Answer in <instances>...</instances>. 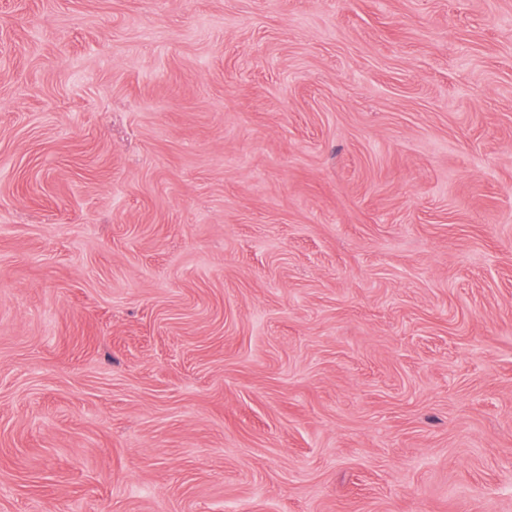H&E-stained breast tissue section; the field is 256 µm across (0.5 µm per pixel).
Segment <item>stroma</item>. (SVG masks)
I'll list each match as a JSON object with an SVG mask.
<instances>
[{"label":"stroma","mask_w":512,"mask_h":512,"mask_svg":"<svg viewBox=\"0 0 512 512\" xmlns=\"http://www.w3.org/2000/svg\"><path fill=\"white\" fill-rule=\"evenodd\" d=\"M0 512H512V0H0Z\"/></svg>","instance_id":"35a3bbf8"}]
</instances>
